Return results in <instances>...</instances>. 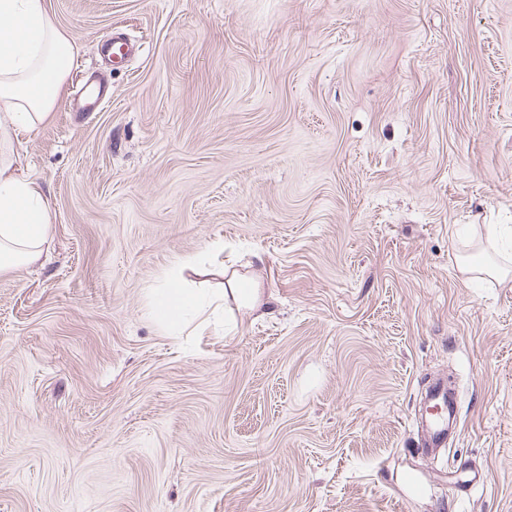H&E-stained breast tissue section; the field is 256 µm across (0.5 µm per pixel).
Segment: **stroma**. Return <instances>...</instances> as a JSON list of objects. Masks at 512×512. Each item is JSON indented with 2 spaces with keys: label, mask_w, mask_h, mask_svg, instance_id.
I'll return each instance as SVG.
<instances>
[{
  "label": "stroma",
  "mask_w": 512,
  "mask_h": 512,
  "mask_svg": "<svg viewBox=\"0 0 512 512\" xmlns=\"http://www.w3.org/2000/svg\"><path fill=\"white\" fill-rule=\"evenodd\" d=\"M47 4L74 57L14 144L53 224L0 274V512H512V276L461 270L512 225V0ZM215 241L186 285L237 257L264 309L168 335L149 290Z\"/></svg>",
  "instance_id": "1"
}]
</instances>
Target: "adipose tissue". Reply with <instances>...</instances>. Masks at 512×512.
I'll return each instance as SVG.
<instances>
[{
  "instance_id": "obj_1",
  "label": "adipose tissue",
  "mask_w": 512,
  "mask_h": 512,
  "mask_svg": "<svg viewBox=\"0 0 512 512\" xmlns=\"http://www.w3.org/2000/svg\"><path fill=\"white\" fill-rule=\"evenodd\" d=\"M73 49L49 17L46 0H0V273L37 263L49 250L52 212L39 183L19 172L12 142L51 115ZM155 301L165 331L219 306L173 275Z\"/></svg>"
}]
</instances>
